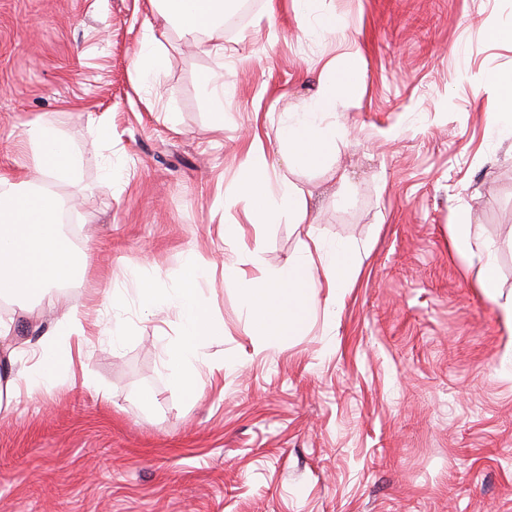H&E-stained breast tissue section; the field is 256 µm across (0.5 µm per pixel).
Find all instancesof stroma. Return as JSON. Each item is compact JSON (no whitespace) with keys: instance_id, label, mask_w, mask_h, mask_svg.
Returning a JSON list of instances; mask_svg holds the SVG:
<instances>
[{"instance_id":"stroma-1","label":"stroma","mask_w":512,"mask_h":512,"mask_svg":"<svg viewBox=\"0 0 512 512\" xmlns=\"http://www.w3.org/2000/svg\"><path fill=\"white\" fill-rule=\"evenodd\" d=\"M344 37L312 32L295 0H257L205 55L178 32L165 67L133 78L150 0H0V174L24 176L25 131L52 122L77 159L45 190L81 199L67 232L82 282L0 300L21 356L83 314L71 372L0 411V512H512V0H320ZM357 56L335 116L336 167L289 163L277 128L304 111L331 59ZM220 72L216 120L202 92ZM259 127L272 182L303 190L312 225L225 208ZM494 244L498 294L478 286ZM228 224L239 225L225 233ZM355 255L346 287L290 336L247 335L238 289L314 241ZM224 336L182 393L163 364L187 256Z\"/></svg>"}]
</instances>
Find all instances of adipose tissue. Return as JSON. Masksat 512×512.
<instances>
[{
    "label": "adipose tissue",
    "mask_w": 512,
    "mask_h": 512,
    "mask_svg": "<svg viewBox=\"0 0 512 512\" xmlns=\"http://www.w3.org/2000/svg\"><path fill=\"white\" fill-rule=\"evenodd\" d=\"M155 15L146 24L143 46L132 64L138 81L154 77L163 64L160 39L176 30L191 37L196 48L206 53H223L224 19L236 8L235 0H153ZM355 71L354 55H346L328 67L318 83L307 111L283 118L280 134L293 163L322 166L336 149V125L331 118L340 105L338 89L349 83ZM37 168L44 175L65 180L73 156L57 129L47 122L26 132ZM259 135H252L251 162L237 190L226 197V205L244 203L249 215L273 218L287 210L291 223L307 224L311 217L300 205V190L284 181L271 186L267 164L258 148ZM64 206L56 195L38 190L22 178L0 175V298L17 294L44 297L47 290L61 287L75 268L76 251L59 221ZM208 265L199 254L189 258L180 288L166 293L150 286L139 291L147 310L175 308L182 335L165 351V364L172 383L193 393L194 375L206 361L198 350L204 340L220 338L224 329L209 315L199 291V282ZM351 269V249L340 244L322 251L319 260L305 257L288 265L273 278H259L243 289L241 300L247 313L246 332L251 336H288L304 323L318 302L320 287L340 288ZM76 310L63 313L56 337L46 340L32 365L23 366L16 377L0 384V403H12L21 393H35L49 387L61 371L73 364L66 339L81 330Z\"/></svg>",
    "instance_id": "ef3b65f1"
}]
</instances>
